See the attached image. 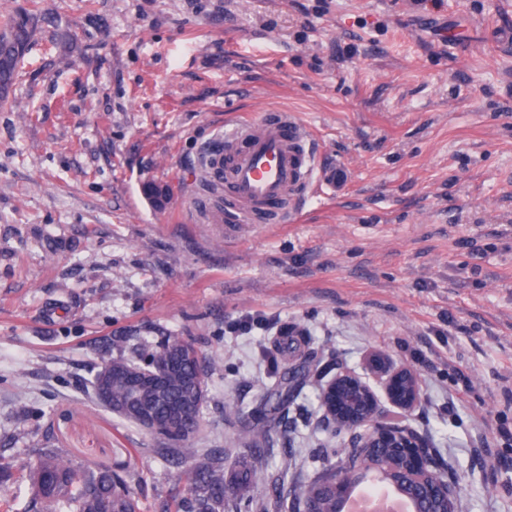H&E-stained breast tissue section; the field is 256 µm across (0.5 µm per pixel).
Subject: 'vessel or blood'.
I'll list each match as a JSON object with an SVG mask.
<instances>
[{
    "instance_id": "vessel-or-blood-1",
    "label": "vessel or blood",
    "mask_w": 512,
    "mask_h": 512,
    "mask_svg": "<svg viewBox=\"0 0 512 512\" xmlns=\"http://www.w3.org/2000/svg\"><path fill=\"white\" fill-rule=\"evenodd\" d=\"M310 144L308 126L288 112L226 129L223 149L206 159L209 173L224 180V224H276L303 209L310 182L335 189V173L314 165Z\"/></svg>"
}]
</instances>
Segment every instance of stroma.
I'll use <instances>...</instances> for the list:
<instances>
[{"instance_id": "stroma-1", "label": "stroma", "mask_w": 512, "mask_h": 512, "mask_svg": "<svg viewBox=\"0 0 512 512\" xmlns=\"http://www.w3.org/2000/svg\"><path fill=\"white\" fill-rule=\"evenodd\" d=\"M20 6L41 29L0 107V512L42 448L172 512L189 462L88 389L171 336L208 362L193 447L246 455L263 354L287 343L282 367L323 370L270 424L303 487L347 440L321 381L378 355L417 375L409 423L456 512H512V0H0V26ZM269 109L311 126L337 188L285 224L214 223L206 150Z\"/></svg>"}]
</instances>
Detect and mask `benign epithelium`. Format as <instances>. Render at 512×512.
I'll use <instances>...</instances> for the list:
<instances>
[{"label":"benign epithelium","mask_w":512,"mask_h":512,"mask_svg":"<svg viewBox=\"0 0 512 512\" xmlns=\"http://www.w3.org/2000/svg\"><path fill=\"white\" fill-rule=\"evenodd\" d=\"M180 361L179 356L168 357L149 370L139 369V364L132 360L128 361V365L133 377L158 380L177 367ZM373 366L383 378L382 389L390 402L405 413L412 412L420 395L412 368L396 366L380 357L373 358ZM321 401L324 416L344 423V432L349 434L348 447L370 448L381 441L393 448L403 449L409 473L429 476L432 479V483L427 485L430 496L443 501L446 512H451L460 491L459 484L448 476L423 436L411 426L393 421L385 414L379 395L369 382L352 371H343L322 386ZM134 420L148 431L183 435L172 424H162L143 416H136ZM352 490L353 486L346 475L336 474L333 494L337 512H342L343 504Z\"/></svg>","instance_id":"benign-epithelium-1"}]
</instances>
